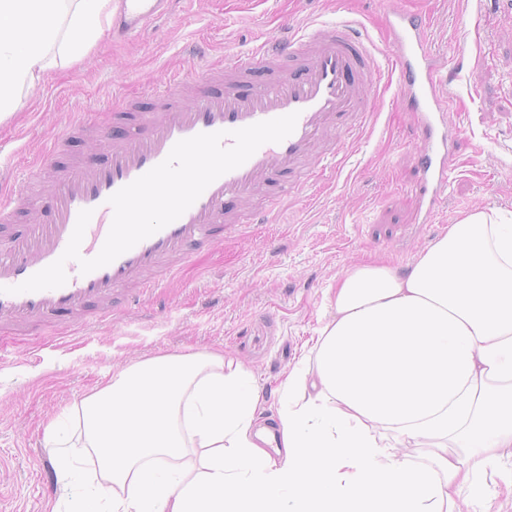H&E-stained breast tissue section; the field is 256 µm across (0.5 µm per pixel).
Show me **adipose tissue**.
I'll return each mask as SVG.
<instances>
[{
    "label": "adipose tissue",
    "mask_w": 512,
    "mask_h": 512,
    "mask_svg": "<svg viewBox=\"0 0 512 512\" xmlns=\"http://www.w3.org/2000/svg\"><path fill=\"white\" fill-rule=\"evenodd\" d=\"M114 0H0V119L79 60ZM332 315L260 417L223 354L159 355L86 396L79 438L103 483L75 512H489L512 448V224L476 211L406 269L345 267Z\"/></svg>",
    "instance_id": "obj_1"
}]
</instances>
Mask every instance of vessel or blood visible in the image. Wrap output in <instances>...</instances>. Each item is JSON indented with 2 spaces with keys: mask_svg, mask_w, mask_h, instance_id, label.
Segmentation results:
<instances>
[{
  "mask_svg": "<svg viewBox=\"0 0 512 512\" xmlns=\"http://www.w3.org/2000/svg\"><path fill=\"white\" fill-rule=\"evenodd\" d=\"M175 2L117 0L113 37L141 35L169 15ZM388 28L401 99L418 115L419 185L433 216L448 183L450 156L440 70L415 15L397 14ZM371 47L360 23L343 19L237 55L225 61L219 80L213 67L189 68L157 91L158 110L141 111L131 119L117 115L98 126L99 154L72 161L54 177L45 223H18L19 198L0 193V333L31 334L52 324L111 318L122 301L158 287L174 261L215 246L225 229L240 226L241 201H255L252 217L273 215L279 199L298 191L327 160L320 144L339 148L343 136L366 121L370 108L362 92L376 83L379 72ZM293 112L298 119L288 137L262 145L243 165L210 184L182 216L110 264L84 275L72 260L65 266L68 279L62 287L13 293V286L62 255L84 209L92 217L80 254L86 259L97 256L113 220L110 197L165 160L178 141L221 131L222 144L228 147L233 143L230 131ZM272 186L279 188V199L267 197Z\"/></svg>",
  "mask_w": 512,
  "mask_h": 512,
  "instance_id": "b4317fda",
  "label": "vessel or blood"
}]
</instances>
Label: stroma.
Returning a JSON list of instances; mask_svg holds the SVG:
<instances>
[{
	"label": "stroma",
	"mask_w": 512,
	"mask_h": 512,
	"mask_svg": "<svg viewBox=\"0 0 512 512\" xmlns=\"http://www.w3.org/2000/svg\"><path fill=\"white\" fill-rule=\"evenodd\" d=\"M421 18L441 69L448 118L460 127L439 212L426 222L418 190L414 119L397 102L387 16ZM351 16L376 49L381 79L367 89L375 119L342 145L274 221L225 233L176 263L111 319L0 341V512H67L75 490L59 476L43 492L41 466L56 455L50 419L75 430V403L124 366L160 354L219 352L255 373L264 418L304 343L330 318L337 273L368 255L407 266L464 214L512 213V0H178L170 16L124 42L104 38L80 63L55 71L0 121V191L21 192L71 123L103 124L144 101L189 63L223 65L268 38Z\"/></svg>",
	"instance_id": "35a3bbf8"
}]
</instances>
